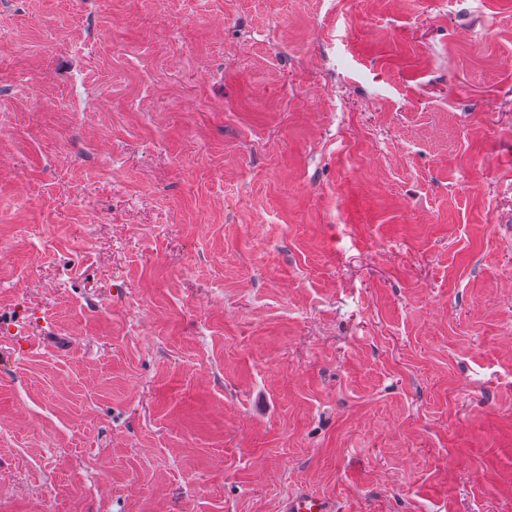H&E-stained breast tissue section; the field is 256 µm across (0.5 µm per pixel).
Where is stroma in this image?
Returning a JSON list of instances; mask_svg holds the SVG:
<instances>
[{
    "label": "stroma",
    "mask_w": 512,
    "mask_h": 512,
    "mask_svg": "<svg viewBox=\"0 0 512 512\" xmlns=\"http://www.w3.org/2000/svg\"><path fill=\"white\" fill-rule=\"evenodd\" d=\"M512 0H0V512H512ZM336 503L310 493H299L288 498L283 512H338Z\"/></svg>",
    "instance_id": "obj_1"
}]
</instances>
